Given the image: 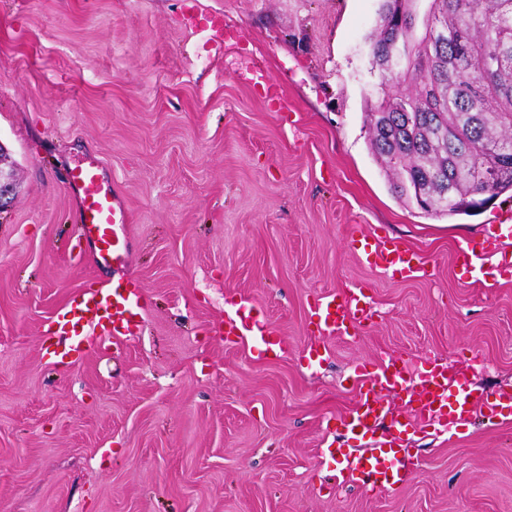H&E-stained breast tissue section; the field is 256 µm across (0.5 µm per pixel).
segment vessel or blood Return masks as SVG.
Returning a JSON list of instances; mask_svg holds the SVG:
<instances>
[{
	"instance_id": "b4317fda",
	"label": "vessel or blood",
	"mask_w": 512,
	"mask_h": 512,
	"mask_svg": "<svg viewBox=\"0 0 512 512\" xmlns=\"http://www.w3.org/2000/svg\"><path fill=\"white\" fill-rule=\"evenodd\" d=\"M66 184L78 199L77 222L82 236L93 247L95 263L116 269L128 265L130 216L111 183L104 178L101 167L94 163L75 164L68 169ZM359 259L367 268L390 277L407 278L423 270L416 254L377 235L362 237ZM145 305V290L127 281H114L108 288L85 289L60 314L56 334L67 340L82 331L91 336H130L142 325ZM370 314L367 296L360 288L351 289L343 296H321L311 307L313 323L320 334L328 336L348 335L354 323L368 319ZM356 378L358 400L345 428L357 439L365 437L373 423L389 414L384 394L407 378L415 382L402 424L407 432L437 423H461L478 407L491 416L502 409H512L511 392L476 396L466 380L449 377L444 362L420 368L413 362L392 357L371 370L359 367ZM324 457L333 462V480L339 486L353 481L371 492L393 493L413 475L406 449L393 442L358 456L329 448Z\"/></svg>"
}]
</instances>
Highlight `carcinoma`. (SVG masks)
I'll use <instances>...</instances> for the list:
<instances>
[{
    "mask_svg": "<svg viewBox=\"0 0 512 512\" xmlns=\"http://www.w3.org/2000/svg\"><path fill=\"white\" fill-rule=\"evenodd\" d=\"M384 0L372 148L399 198L453 216L512 191V0Z\"/></svg>",
    "mask_w": 512,
    "mask_h": 512,
    "instance_id": "obj_1",
    "label": "carcinoma"
}]
</instances>
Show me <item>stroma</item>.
<instances>
[{
    "label": "stroma",
    "instance_id": "1",
    "mask_svg": "<svg viewBox=\"0 0 512 512\" xmlns=\"http://www.w3.org/2000/svg\"><path fill=\"white\" fill-rule=\"evenodd\" d=\"M383 0H0V147L17 194L0 210V512H512V418L371 445L408 448L392 494L336 486L324 448L355 366L389 356L512 389V274L495 258L502 194L431 217L394 193L370 146L379 78L370 37ZM221 29L211 27V20ZM101 165L133 219L132 259L94 265L77 162ZM372 233L424 271L363 268ZM491 242L464 273L459 249ZM145 288L140 330L62 356L53 320L79 290ZM364 288L372 318L314 332L320 296ZM249 301L282 353L225 342ZM319 345L321 364L300 362Z\"/></svg>",
    "mask_w": 512,
    "mask_h": 512
}]
</instances>
